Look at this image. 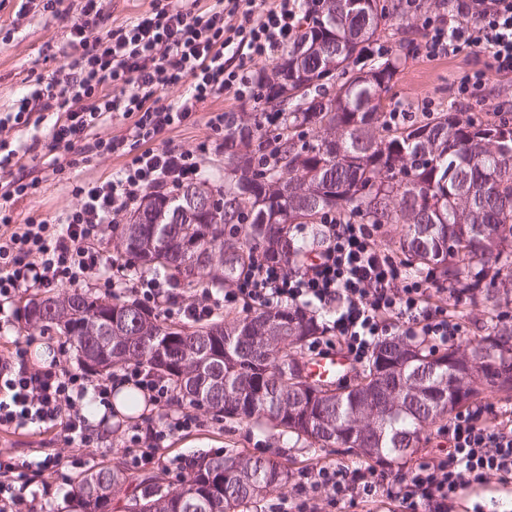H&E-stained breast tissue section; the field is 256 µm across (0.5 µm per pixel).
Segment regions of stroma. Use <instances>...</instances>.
Listing matches in <instances>:
<instances>
[{
    "label": "stroma",
    "mask_w": 512,
    "mask_h": 512,
    "mask_svg": "<svg viewBox=\"0 0 512 512\" xmlns=\"http://www.w3.org/2000/svg\"><path fill=\"white\" fill-rule=\"evenodd\" d=\"M16 6V0H0V27L12 32L10 39L0 40V107L8 106L21 97L28 85L37 78L60 82L65 80L68 69L64 53L67 49L69 25L79 13L80 2L64 0L63 12L58 16L47 14L23 19L16 18ZM483 67V56L470 50L435 61L422 58L418 51H411L402 59L393 78L389 104L393 107L404 106L414 121L423 119L422 105L428 100L434 101L436 111L450 109L477 121L496 118L501 112L512 113V75L488 72L486 98L482 106L473 108L468 103L456 100V78ZM256 110L257 106L252 101H240L229 95H221L202 105L195 120L173 129L166 139L173 146L190 149L212 137L213 132L207 124L208 113L221 112L241 123L249 120ZM122 164V159L106 154L95 155L90 161L69 170L64 180L49 170H39L42 187L37 194L15 203L16 220H23L33 213L50 220L56 219L77 203L71 193L72 183L109 178ZM40 294L37 288L21 292L0 308L10 318L8 325L0 329V340L7 342L17 338L33 345L43 341L54 344L63 342L64 337L59 332L26 324L20 317L26 300ZM177 410L174 404L166 407L153 405L141 410L132 419L114 416L110 437L112 450L103 458V465L124 467L122 441L133 424L155 421L159 416ZM198 416L200 427L169 438L166 457H196L224 451L241 457L273 458L287 465L290 473L295 476L310 467L324 464L350 466L358 462L355 456L336 454L308 441L288 438L266 426L217 421L212 413L203 409L199 410ZM0 451L22 460L41 459L49 453L57 455L63 466L55 475L51 494L43 495L42 485L37 481L31 483L29 490L36 494L44 512H67L73 483L83 474L77 466L81 458L77 447L68 445L62 437L53 433L36 435L20 431L14 434L0 433Z\"/></svg>",
    "instance_id": "stroma-1"
}]
</instances>
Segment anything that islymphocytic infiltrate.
<instances>
[{
	"label": "lymphocytic infiltrate",
	"instance_id": "lymphocytic-infiltrate-1",
	"mask_svg": "<svg viewBox=\"0 0 512 512\" xmlns=\"http://www.w3.org/2000/svg\"><path fill=\"white\" fill-rule=\"evenodd\" d=\"M103 11V0H81L69 30V75L65 82L36 79L26 97L0 112V129L28 128L35 112L55 114L47 141L17 144L0 138V299L23 288H73L97 285L114 297L132 293L137 303L167 319H207L224 306L250 309L283 304L305 306L324 316L315 348L344 352L352 363L369 360L389 336H414L431 346L459 342L465 325L455 311L434 300L424 276L403 274L401 263L380 248L375 225L326 215L320 244L302 257L299 271L268 260L246 262L233 287L221 295L202 290L201 300L184 304L171 282L142 274L133 282L113 280L114 257L101 244L114 215L134 206L142 195L162 188L177 193L203 174L211 141L179 149L160 137L189 120L208 100L224 93L261 101L263 92L249 73L257 59H270L295 42L300 28L299 0H214L205 10L184 8L182 0H152L148 12L127 25L89 39L87 31ZM422 53L429 58L466 50L482 54L485 69L512 73V0H481L475 21L454 26L426 17ZM190 81L189 94L165 101L162 90ZM130 124L125 136L101 130L114 113ZM96 152L123 158L111 179L73 184L75 207L55 220L38 215L16 222L13 203L36 194L41 180L35 165L65 175L80 155ZM127 383L152 404L173 399L169 381L142 364L100 376L69 365L67 343L46 367L30 365L21 341L0 352V432L35 427L54 431L81 448L87 463L105 455L108 444L83 415L80 401L93 393L109 405L115 385ZM493 422H486V414ZM183 408L158 422L131 427L125 438L126 466L138 471L156 465L184 473L189 459L164 460L170 437L199 427ZM441 433L445 453L392 474L373 465H322L299 475L306 494L278 512H319L317 494L331 504L387 500L399 512H457L466 490L497 481L512 485V409L490 412L476 405L453 413ZM54 457L18 460L0 453V512H37L26 497L31 480L52 475Z\"/></svg>",
	"mask_w": 512,
	"mask_h": 512
}]
</instances>
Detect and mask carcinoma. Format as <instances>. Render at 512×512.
I'll list each match as a JSON object with an SVG mask.
<instances>
[{
	"mask_svg": "<svg viewBox=\"0 0 512 512\" xmlns=\"http://www.w3.org/2000/svg\"><path fill=\"white\" fill-rule=\"evenodd\" d=\"M404 12L391 0H306L303 31L272 63L263 106L247 136L224 125V172L194 183L208 188L201 214L181 210L175 197L149 192L130 223L112 235L135 273L169 272L177 285L222 289L254 256L300 268L305 245L295 226L321 223L326 213L363 224H398L401 263L473 306L512 304V124L477 122L459 112H434L418 125L395 126L386 94L411 44L369 62L360 79L366 44L382 29L400 27ZM283 114L282 131L267 135L262 112ZM274 143L276 162L256 155ZM223 260L200 271L209 252ZM28 301L26 321L58 328L90 370L145 364L170 378L182 399L230 421L266 423L321 448L391 464L411 456L425 432L484 391L512 394V326L499 321L464 347L426 348L394 336L375 350L350 381L306 379L305 347L320 333L307 311L283 305L243 317L176 325L137 303L108 295L68 293ZM110 311L116 326L90 331L93 316ZM279 323L282 336L244 335L257 323ZM472 362L457 359L463 350ZM447 364H441V361ZM432 393H411L416 370ZM405 391L394 406L387 392ZM370 408L365 433L355 430L362 405ZM288 468L274 460L216 452L197 459L169 489L155 475L100 467L84 474L70 496V512H112V501L133 491L142 512H260Z\"/></svg>",
	"mask_w": 512,
	"mask_h": 512,
	"instance_id": "cac0c4a2",
	"label": "carcinoma"
}]
</instances>
